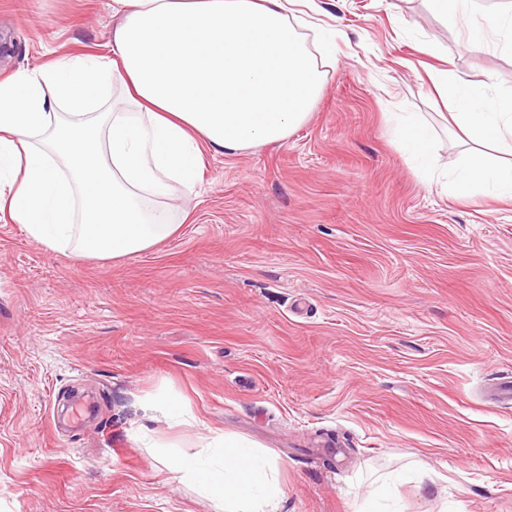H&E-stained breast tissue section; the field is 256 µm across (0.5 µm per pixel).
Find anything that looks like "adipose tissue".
<instances>
[{
  "label": "adipose tissue",
  "mask_w": 512,
  "mask_h": 512,
  "mask_svg": "<svg viewBox=\"0 0 512 512\" xmlns=\"http://www.w3.org/2000/svg\"><path fill=\"white\" fill-rule=\"evenodd\" d=\"M475 49L512 54V8L482 16L476 0H427ZM313 0H111L118 23L100 50L49 57L0 81V221L52 252L84 259L139 254L172 239L205 155L285 142L307 123L324 72L304 33L335 42ZM450 101L446 128L464 161L437 164L431 125L398 116L397 142L454 197L512 201V93L432 77ZM122 104L106 102L107 86ZM218 512H280L273 461L213 437L195 456L164 458Z\"/></svg>",
  "instance_id": "obj_1"
}]
</instances>
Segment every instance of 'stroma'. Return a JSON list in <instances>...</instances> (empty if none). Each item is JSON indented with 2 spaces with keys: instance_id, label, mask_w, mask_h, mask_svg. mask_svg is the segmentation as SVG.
<instances>
[{
  "instance_id": "1",
  "label": "stroma",
  "mask_w": 512,
  "mask_h": 512,
  "mask_svg": "<svg viewBox=\"0 0 512 512\" xmlns=\"http://www.w3.org/2000/svg\"><path fill=\"white\" fill-rule=\"evenodd\" d=\"M342 30L309 122L207 154L173 239L81 259L0 223V512H214L155 459L224 434L278 465L284 512H512V202L426 183L388 115L434 128L432 70L512 92V56L466 48L424 0H314ZM109 0H0V79L91 52ZM177 398L193 425L151 409Z\"/></svg>"
}]
</instances>
